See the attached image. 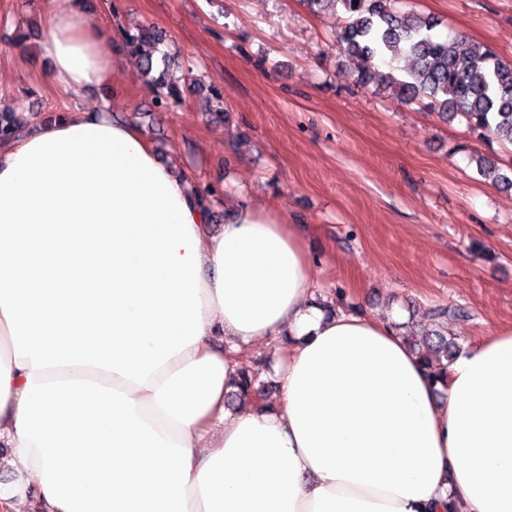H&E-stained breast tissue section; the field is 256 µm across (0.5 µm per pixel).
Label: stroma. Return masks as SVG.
Instances as JSON below:
<instances>
[{
  "mask_svg": "<svg viewBox=\"0 0 512 512\" xmlns=\"http://www.w3.org/2000/svg\"><path fill=\"white\" fill-rule=\"evenodd\" d=\"M65 0H0V97L20 99L29 130L73 108L106 104L159 160L217 194L212 223L255 208L304 241L313 299L432 329L438 306L467 347L512 328V190L478 176L475 157L512 168V145L469 133L377 84L333 41L339 13L300 0H85L113 34L152 26L187 62L174 74L183 106L148 90L138 55L118 49L111 83L67 93L44 78L45 19ZM439 31L512 62V0H406ZM224 99L215 102L211 88Z\"/></svg>",
  "mask_w": 512,
  "mask_h": 512,
  "instance_id": "35a3bbf8",
  "label": "stroma"
}]
</instances>
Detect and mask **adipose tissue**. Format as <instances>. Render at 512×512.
Wrapping results in <instances>:
<instances>
[{
    "mask_svg": "<svg viewBox=\"0 0 512 512\" xmlns=\"http://www.w3.org/2000/svg\"><path fill=\"white\" fill-rule=\"evenodd\" d=\"M43 50L56 86L112 80L80 5ZM193 198L103 107L0 145V446L40 512H512V329L440 387L387 322L310 303L289 225L215 232ZM272 340L276 409L228 410Z\"/></svg>",
    "mask_w": 512,
    "mask_h": 512,
    "instance_id": "ef3b65f1",
    "label": "adipose tissue"
}]
</instances>
